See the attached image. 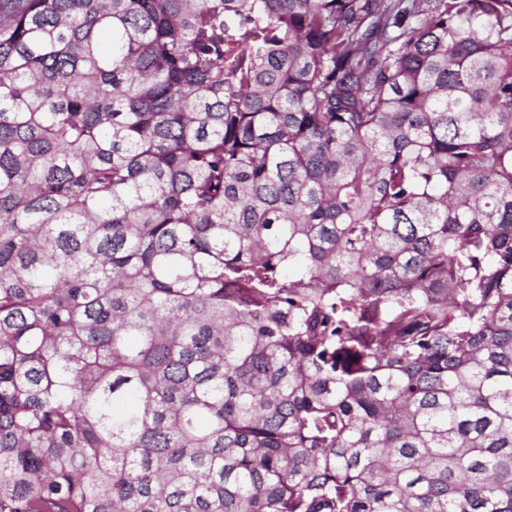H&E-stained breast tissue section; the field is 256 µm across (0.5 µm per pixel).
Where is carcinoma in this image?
<instances>
[{
    "mask_svg": "<svg viewBox=\"0 0 512 512\" xmlns=\"http://www.w3.org/2000/svg\"><path fill=\"white\" fill-rule=\"evenodd\" d=\"M0 512H512V0H0Z\"/></svg>",
    "mask_w": 512,
    "mask_h": 512,
    "instance_id": "obj_1",
    "label": "carcinoma"
}]
</instances>
